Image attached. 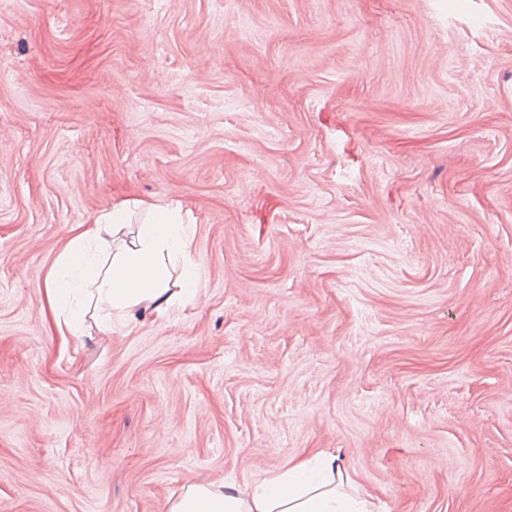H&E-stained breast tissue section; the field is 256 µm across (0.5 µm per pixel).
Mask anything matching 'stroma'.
Segmentation results:
<instances>
[{
    "label": "stroma",
    "mask_w": 512,
    "mask_h": 512,
    "mask_svg": "<svg viewBox=\"0 0 512 512\" xmlns=\"http://www.w3.org/2000/svg\"><path fill=\"white\" fill-rule=\"evenodd\" d=\"M176 204L199 292L62 342L72 227ZM315 450L512 512V0H0V512H167Z\"/></svg>",
    "instance_id": "1"
}]
</instances>
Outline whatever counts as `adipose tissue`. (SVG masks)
Returning a JSON list of instances; mask_svg holds the SVG:
<instances>
[{
  "mask_svg": "<svg viewBox=\"0 0 512 512\" xmlns=\"http://www.w3.org/2000/svg\"><path fill=\"white\" fill-rule=\"evenodd\" d=\"M147 211L148 220L133 229L123 202L77 226L44 278L61 335H86L92 324L111 330L113 316L131 319L136 307L163 317L175 302L196 298L193 234L175 210L151 204ZM176 261L181 286L174 291L167 265ZM348 480L335 455L319 452L251 489L234 483L182 487L171 495L168 512H372L367 498L342 492Z\"/></svg>",
  "mask_w": 512,
  "mask_h": 512,
  "instance_id": "obj_1",
  "label": "adipose tissue"
}]
</instances>
